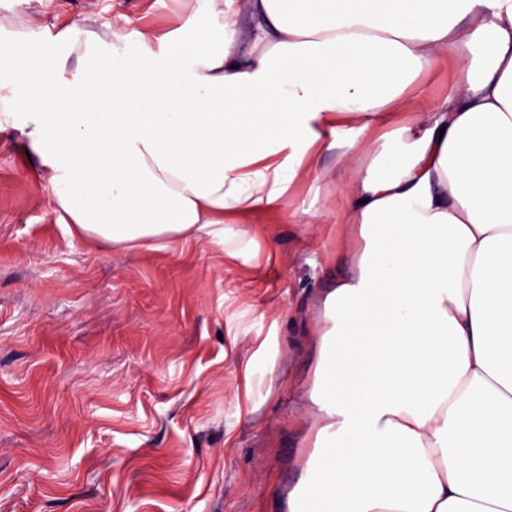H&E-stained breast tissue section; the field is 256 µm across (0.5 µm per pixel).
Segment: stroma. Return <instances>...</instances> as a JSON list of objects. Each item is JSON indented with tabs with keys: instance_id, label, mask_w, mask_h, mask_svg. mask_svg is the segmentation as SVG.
I'll list each match as a JSON object with an SVG mask.
<instances>
[{
	"instance_id": "obj_1",
	"label": "stroma",
	"mask_w": 512,
	"mask_h": 512,
	"mask_svg": "<svg viewBox=\"0 0 512 512\" xmlns=\"http://www.w3.org/2000/svg\"><path fill=\"white\" fill-rule=\"evenodd\" d=\"M195 0H0V25L77 60L87 18L191 39ZM463 55L423 77L411 110L453 94ZM35 157L0 137V512H283L300 476L306 329L349 272L348 224H267L249 267L208 240L120 252L70 238ZM279 328L283 359L256 418L234 420L229 327ZM236 421L232 440L224 425Z\"/></svg>"
}]
</instances>
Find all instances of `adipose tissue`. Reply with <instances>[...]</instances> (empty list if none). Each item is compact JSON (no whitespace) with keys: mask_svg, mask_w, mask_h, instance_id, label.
<instances>
[{"mask_svg":"<svg viewBox=\"0 0 512 512\" xmlns=\"http://www.w3.org/2000/svg\"><path fill=\"white\" fill-rule=\"evenodd\" d=\"M196 2L188 41L72 24L68 82L41 41L7 34L25 69L0 79V134L36 157L70 236L118 251L205 237L254 266L256 217L330 223L298 197L340 187L356 236L307 331L286 512H512V0ZM455 47V92L408 111ZM396 116L376 150L339 136ZM227 336L234 414L252 416L279 342Z\"/></svg>","mask_w":512,"mask_h":512,"instance_id":"1","label":"adipose tissue"}]
</instances>
